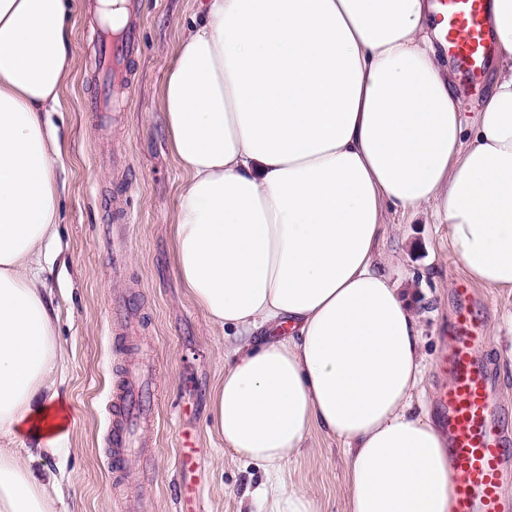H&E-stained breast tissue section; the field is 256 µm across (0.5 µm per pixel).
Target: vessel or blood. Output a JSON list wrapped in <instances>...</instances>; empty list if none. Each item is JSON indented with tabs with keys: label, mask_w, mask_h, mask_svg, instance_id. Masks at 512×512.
<instances>
[{
	"label": "vessel or blood",
	"mask_w": 512,
	"mask_h": 512,
	"mask_svg": "<svg viewBox=\"0 0 512 512\" xmlns=\"http://www.w3.org/2000/svg\"><path fill=\"white\" fill-rule=\"evenodd\" d=\"M433 24L437 40L456 61L467 79L483 78L492 61L495 42L488 25L490 0H435ZM130 22L119 40L100 48L98 69L115 82L90 98L100 129H108L121 116L117 77L127 74L128 63L141 49L140 28L135 18L140 0H125ZM461 300L452 323L450 348L442 360L449 374L433 397L438 426L448 443V453L456 461L454 471L455 512H512V500L505 485L512 479V432L494 394L492 373L480 359L487 326L477 315L472 288L459 284ZM152 404V394L142 388L137 377L126 380L124 396L111 429V445L117 453L114 467L127 466L133 456L130 425L134 417ZM200 445L192 435H184L177 455L182 477L180 512H200L202 486L197 474Z\"/></svg>",
	"instance_id": "vessel-or-blood-1"
}]
</instances>
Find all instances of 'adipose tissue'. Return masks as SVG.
I'll return each mask as SVG.
<instances>
[{
  "label": "adipose tissue",
  "mask_w": 512,
  "mask_h": 512,
  "mask_svg": "<svg viewBox=\"0 0 512 512\" xmlns=\"http://www.w3.org/2000/svg\"><path fill=\"white\" fill-rule=\"evenodd\" d=\"M68 0H0V512H56L70 418L54 311L34 269L57 238L56 134ZM432 0H203L162 90L188 175L177 271L231 331L211 416L262 468L259 512H317L285 478L312 432L346 454L348 512H454L410 298L377 268L392 208L433 206L474 282L512 290V0H492L499 69L462 143L463 100L428 32Z\"/></svg>",
  "instance_id": "adipose-tissue-1"
}]
</instances>
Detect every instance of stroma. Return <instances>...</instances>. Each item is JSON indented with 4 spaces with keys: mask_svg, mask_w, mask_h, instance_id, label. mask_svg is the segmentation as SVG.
Returning a JSON list of instances; mask_svg holds the SVG:
<instances>
[{
    "mask_svg": "<svg viewBox=\"0 0 512 512\" xmlns=\"http://www.w3.org/2000/svg\"><path fill=\"white\" fill-rule=\"evenodd\" d=\"M74 63L60 105L45 113L62 154L58 186L59 241L40 258L47 293L58 311L57 343L65 369L59 386L70 414L66 449L43 458L67 481L57 512H179L176 454L183 431L208 450L206 512H238L246 490L263 479L256 465L225 452L211 428L208 400L224 378V331L212 326L177 273L172 226L187 178L173 152L160 111L162 88L181 35L196 18L198 0H143L138 19L143 50L132 63V87L122 121L101 136L83 104L95 80L98 17L89 0H70ZM379 266L411 296L423 340L424 381L418 395L430 407L436 369L466 276L450 254L448 227L430 211L389 212ZM475 308L488 323L480 352L497 397L512 418V291L475 285ZM152 351L157 423L130 471L107 464L112 394L123 370ZM342 444L312 433L288 468L289 482L317 502L318 512H346Z\"/></svg>",
    "mask_w": 512,
    "mask_h": 512,
    "instance_id": "1",
    "label": "stroma"
}]
</instances>
